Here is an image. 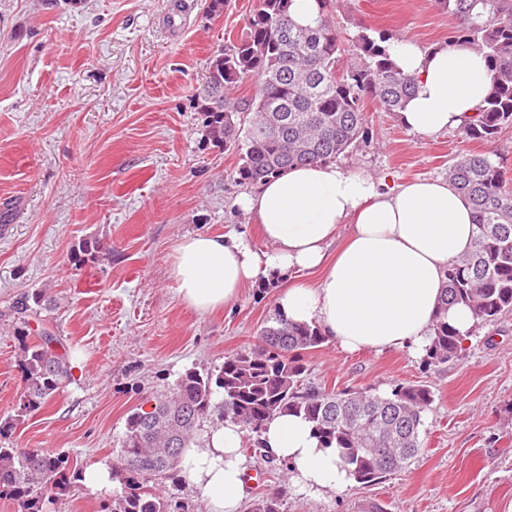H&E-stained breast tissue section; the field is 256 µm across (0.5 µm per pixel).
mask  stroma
<instances>
[{"label":"stroma","instance_id":"stroma-1","mask_svg":"<svg viewBox=\"0 0 512 512\" xmlns=\"http://www.w3.org/2000/svg\"><path fill=\"white\" fill-rule=\"evenodd\" d=\"M0 0V422L17 448L69 455L83 467L115 459L132 409L186 370L218 369L273 325L277 289L244 288L228 308L185 306L170 276L189 235L245 233L265 249L238 204L236 154L208 141L197 92L214 52L239 38L255 0L223 14L188 0ZM365 25L442 45L452 17L435 0H338L336 25ZM367 135L340 155L343 169L397 183L446 177L482 143L459 131L426 137L392 113L367 109ZM46 291L43 317L66 346L71 377L44 407L20 415L19 340L2 319L24 294ZM464 357L425 370L397 351L349 354L326 342L306 356L313 382L389 393L425 381L435 402L424 448L371 486L310 495L289 488L283 512H505L512 502V315L474 328ZM114 487L74 483L47 512H104Z\"/></svg>","mask_w":512,"mask_h":512}]
</instances>
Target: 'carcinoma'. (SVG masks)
Segmentation results:
<instances>
[{
  "label": "carcinoma",
  "instance_id": "1",
  "mask_svg": "<svg viewBox=\"0 0 512 512\" xmlns=\"http://www.w3.org/2000/svg\"><path fill=\"white\" fill-rule=\"evenodd\" d=\"M293 0H256L247 31L217 52L198 91L208 139L238 155L233 180L258 184L295 167L334 161L363 138L366 108L399 112L414 91L412 78L394 64L393 38L359 26L344 36L335 22L336 0H317L319 16L300 25L290 15ZM454 17L445 46L466 43L481 53L493 73L488 97L462 127L465 139L492 145L512 126V0H438ZM245 82L253 93L229 94ZM494 151L465 153L448 166V180L470 202L477 228L472 250L448 266L441 306L423 367L437 370L461 359L464 339L448 324V307L464 304L482 325L512 314V178ZM43 291L12 306L22 344L24 383L21 415L39 410L70 377L61 340L47 328L30 343V323L51 309ZM328 337L319 327L277 319L249 350L227 356L218 369L181 374L155 400V419L143 408L126 419L112 481L120 491L107 512H189L161 494L162 483L185 481L182 450L204 428L227 418L257 438L278 413L311 424L323 447H335L362 487L404 469L423 448L425 416L434 403L426 383L402 382L390 393L365 388L329 390L310 381L305 354ZM145 458L148 471L126 467ZM83 478V467L66 455L0 445V498L20 512H43L46 494L60 495ZM285 487L274 485L254 503L256 512H282Z\"/></svg>",
  "mask_w": 512,
  "mask_h": 512
}]
</instances>
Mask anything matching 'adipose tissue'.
<instances>
[{"label": "adipose tissue", "instance_id": "adipose-tissue-1", "mask_svg": "<svg viewBox=\"0 0 512 512\" xmlns=\"http://www.w3.org/2000/svg\"><path fill=\"white\" fill-rule=\"evenodd\" d=\"M390 54L415 80L414 94L396 115L413 133L460 129L491 89L483 55L466 46L427 52L405 39ZM240 205L269 250L236 234L185 238L170 268L183 303L206 313L234 303L247 285L276 277L285 282L278 315L319 326L348 352L423 356L448 265L472 249L476 234L469 201L447 179L396 184L332 162L274 176L243 194ZM344 224L347 240L328 258ZM312 273L316 281L302 283ZM260 441L271 457L288 463L300 490L322 493L352 483L338 450L322 447L301 416L276 415ZM242 444L241 427L227 420L185 449L182 468L208 512H240L248 468Z\"/></svg>", "mask_w": 512, "mask_h": 512}]
</instances>
